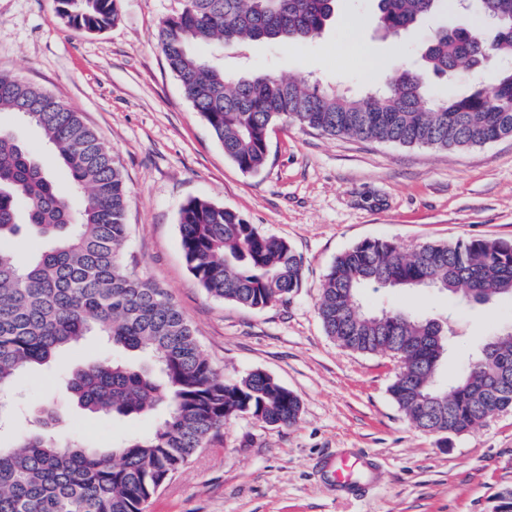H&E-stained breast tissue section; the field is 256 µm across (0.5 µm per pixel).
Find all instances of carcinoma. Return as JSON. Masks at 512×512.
Segmentation results:
<instances>
[{
	"mask_svg": "<svg viewBox=\"0 0 512 512\" xmlns=\"http://www.w3.org/2000/svg\"><path fill=\"white\" fill-rule=\"evenodd\" d=\"M378 24L398 35L443 9L444 0H377ZM494 18L493 39L479 27L454 37L438 30L422 64L402 69L364 95L321 88L305 77L227 72L192 46L254 41L296 45L322 34L336 0H184L159 27L158 42L184 97L209 123L224 155L244 172L263 168L266 139L279 121L331 136L400 146L470 147L512 137V68L460 99L433 94L434 79L482 75L484 54L512 59V0H473ZM59 14L82 30L101 31L118 17L117 0H59ZM20 115L57 149L71 176L56 183L28 147L0 128V243L22 228L51 241L29 259L0 247V394L16 373L96 333L129 357L89 360L69 390L84 409L134 418L164 409L155 430L107 450L64 442L58 417L45 409L12 447L0 448V512H144L156 493L210 437L250 415L272 426L294 424L301 404L262 370L226 381L206 357L195 330L169 295L122 261L128 237L127 188L115 154L79 112L23 80L0 74V112ZM189 271L210 296L250 309L283 302L299 287L302 262L282 240L261 234L237 212L206 200L180 211ZM438 288L467 303L512 298V240L459 239L403 250L367 240L340 254L322 285L318 317L348 351L384 354L398 364L389 393L417 429L443 440L512 410V327L487 337L460 379L437 375L454 337L448 322L409 309L366 313L363 288ZM151 357L153 371L138 357Z\"/></svg>",
	"mask_w": 512,
	"mask_h": 512,
	"instance_id": "carcinoma-1",
	"label": "carcinoma"
}]
</instances>
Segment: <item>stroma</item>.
Segmentation results:
<instances>
[{
  "label": "stroma",
  "mask_w": 512,
  "mask_h": 512,
  "mask_svg": "<svg viewBox=\"0 0 512 512\" xmlns=\"http://www.w3.org/2000/svg\"><path fill=\"white\" fill-rule=\"evenodd\" d=\"M183 3L119 0L115 23L88 32L59 18L57 0H0V73L71 106L119 160L130 229L124 260L170 294L225 379L262 370L301 403L300 418L289 427L246 415L230 421L146 512H494L500 492L512 488V411L446 441L415 429L388 391L396 362L338 347L317 304L336 257L363 241L409 249L512 239V138L442 150L329 136L282 121L270 132L265 167L243 172L184 98L157 43L160 24ZM476 22V15L445 9L393 37L379 30L373 0H338L318 38L291 46L255 42L243 57L228 49L224 65L302 76L358 95L415 63L439 27ZM0 126L67 184L55 148L35 126L10 112H0ZM193 199L233 210L291 246L303 261V278L288 301L251 310L206 293L180 244V210ZM362 302L368 310L453 316L459 335L441 367L443 384L456 381L487 336L512 326L507 297L471 305L433 289L368 288ZM111 349L104 337L91 335L51 367L22 372L12 408L32 416L54 407L61 439L92 448L151 433L156 414L117 420L81 410L69 396L67 376ZM341 452L372 462L352 494L337 489L326 467Z\"/></svg>",
  "instance_id": "stroma-1"
}]
</instances>
